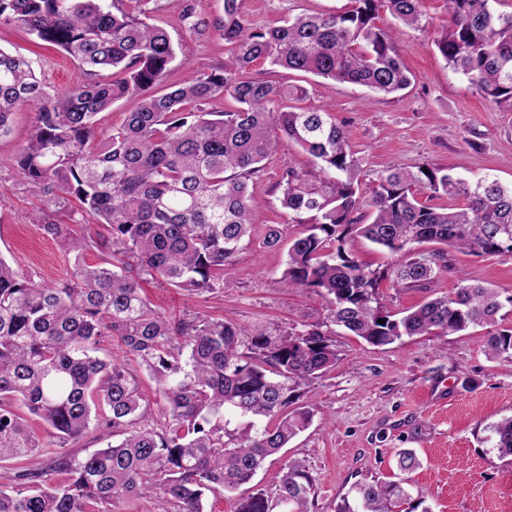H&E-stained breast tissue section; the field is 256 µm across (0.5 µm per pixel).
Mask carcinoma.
<instances>
[{"mask_svg":"<svg viewBox=\"0 0 512 512\" xmlns=\"http://www.w3.org/2000/svg\"><path fill=\"white\" fill-rule=\"evenodd\" d=\"M126 2L0 0V22L25 26L90 76L117 74L52 94L28 60L0 48V137L18 108L31 105L37 115L16 157L20 177L57 208L72 209L77 222L91 218L104 229L72 240L73 272L57 287L33 283L0 257V461L22 464L13 483L0 485V512H112L144 486L156 494L151 512H205L207 494L251 482L267 457L308 427L312 412L295 406L297 388L337 360L320 327L245 339L235 325L204 314L176 319L154 310L140 286L150 278L189 294L224 287V269L254 230L259 202L248 180L280 139L311 157L305 169L288 167L277 186L281 206L303 225L288 241V285L323 297L330 323L373 345L485 326L488 353L512 356V327L498 326L512 289L462 279L454 294L397 314L377 299L374 273L346 251L353 232L393 254L436 244L394 269L403 287L425 288L449 248L512 252V187L420 167L380 176L365 199L346 133L329 114L274 108L277 100H304L307 89L244 77L262 59L396 94L410 85V73L378 19L387 12L414 26L421 0H351L343 13L296 16L271 28L244 19L238 0H224L218 30L233 46V65L171 83L181 43L151 22V0ZM497 2L447 0L450 21L435 46L501 104L512 102V14L498 12ZM175 6L185 30L198 33L192 0ZM226 97L237 107L214 110ZM123 98L137 99L135 109L96 135L98 115ZM445 197L464 206L433 204ZM364 205L372 209L369 223L356 215ZM283 242L284 228H267L264 247ZM89 248L108 258L85 263ZM115 337L125 351L101 358L100 344ZM142 370L158 385L153 404L142 392ZM18 402L62 443L93 426L110 430L112 442L46 465L39 439L14 411ZM491 429L500 454L512 457V417ZM418 466L413 451H398V479L355 485L336 512H430L423 491L409 483ZM52 471L67 478L57 482ZM314 497L313 477L290 461L276 500L258 491L236 512H310Z\"/></svg>","mask_w":512,"mask_h":512,"instance_id":"obj_1","label":"carcinoma"}]
</instances>
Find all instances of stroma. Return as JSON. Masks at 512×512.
Returning <instances> with one entry per match:
<instances>
[{"label": "stroma", "mask_w": 512, "mask_h": 512, "mask_svg": "<svg viewBox=\"0 0 512 512\" xmlns=\"http://www.w3.org/2000/svg\"><path fill=\"white\" fill-rule=\"evenodd\" d=\"M241 15L258 27H275L301 14L340 13L350 0H238ZM204 21L202 34L188 35L172 0H153L154 21L188 48L177 54L171 77L232 64L234 55L215 29L223 17V0H193ZM380 24L395 32L394 49L411 74L405 90L382 97L370 89L300 72L275 69L259 60L251 73L284 84H300L309 94L302 105L331 114L345 130L360 166V191L370 196L381 174L394 168L445 167L474 182L490 176L512 186V104L482 97L468 79L454 71L434 41L448 24L445 0H422L418 25L401 24L382 14ZM0 47L31 58L48 90L60 93L87 82L86 72L65 54L39 47L20 25L0 24ZM35 110L19 109L9 136L0 138V257L42 286L67 279L74 256L72 237L95 232V225L71 223L67 213L45 207L24 183L15 158L35 123ZM310 157L294 143L280 140L262 169L249 181L262 205L254 213V233L235 262L224 271V287L189 295L152 280L142 284L152 307L170 316L197 311L234 324L245 336L284 334L323 325L338 354L326 375L300 387L312 421L287 448L269 457L254 480L237 491L209 496L207 512H234L239 498L263 491L275 496L288 462L298 461L315 480L311 512H336V506L359 482L390 480L396 454L414 450L420 460L412 484L426 495L430 512H512V457L501 456L491 427L512 417V357H490L486 331L477 326L446 337L415 336L374 346L327 325V304L320 296L288 285L283 277L286 248L262 245L265 228L282 224L288 237L302 227L293 223L278 201L277 183L290 166L305 167ZM45 207L50 221L63 225L50 236L30 223L31 212ZM347 250L368 270L378 273L377 297L390 311L417 307L448 295L460 279L512 287V253L474 256L449 251L447 267L430 287L405 288L391 269L398 256L358 235ZM44 446V459L58 450L84 456L106 447L102 429L60 446L48 426L30 420Z\"/></svg>", "instance_id": "stroma-1"}]
</instances>
